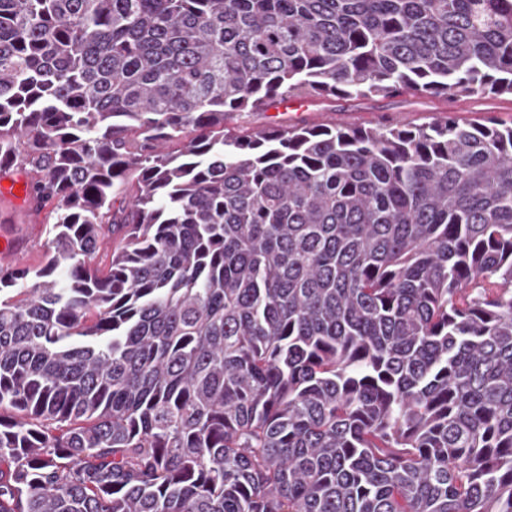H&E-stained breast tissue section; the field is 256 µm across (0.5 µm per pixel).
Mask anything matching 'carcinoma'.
<instances>
[{
	"label": "carcinoma",
	"instance_id": "obj_1",
	"mask_svg": "<svg viewBox=\"0 0 512 512\" xmlns=\"http://www.w3.org/2000/svg\"><path fill=\"white\" fill-rule=\"evenodd\" d=\"M512 0H0V512H512ZM300 106L287 110L269 107L263 112H231L224 116V129L231 133L257 131L280 125L382 128L397 123L422 125L448 114L463 120H512V96L492 94L437 97L403 93L396 96H329L295 99ZM2 179H0L1 182ZM18 180H2V194L15 195ZM7 183V184H5ZM0 194V255L7 256L2 245L9 246V257L0 260V265L13 267H36L44 262L49 246L48 207L39 209L32 197L24 195L20 202L12 197Z\"/></svg>",
	"mask_w": 512,
	"mask_h": 512
}]
</instances>
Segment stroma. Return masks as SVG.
<instances>
[{
	"label": "stroma",
	"mask_w": 512,
	"mask_h": 512,
	"mask_svg": "<svg viewBox=\"0 0 512 512\" xmlns=\"http://www.w3.org/2000/svg\"><path fill=\"white\" fill-rule=\"evenodd\" d=\"M452 115L463 120H512V96L492 94L437 97L403 93L396 96H329L302 98L287 109L269 107L263 112H232L224 117V128L238 133L280 125L382 128L397 123L422 125ZM46 210L31 198L14 200L0 194V246L8 248L7 263L13 267H36L43 263L49 246Z\"/></svg>",
	"instance_id": "obj_1"
}]
</instances>
